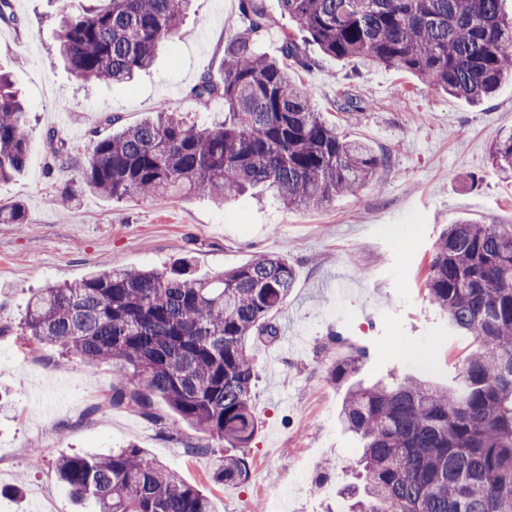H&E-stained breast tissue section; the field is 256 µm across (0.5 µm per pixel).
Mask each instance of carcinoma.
Wrapping results in <instances>:
<instances>
[{
    "instance_id": "1",
    "label": "carcinoma",
    "mask_w": 512,
    "mask_h": 512,
    "mask_svg": "<svg viewBox=\"0 0 512 512\" xmlns=\"http://www.w3.org/2000/svg\"><path fill=\"white\" fill-rule=\"evenodd\" d=\"M57 3L58 51L84 82H126L150 67L178 33L189 0ZM503 0H279L281 14L322 52L408 72L448 95L481 101L512 78V15ZM244 29L224 51L223 75L202 74L190 93L224 101V123H188L158 103L155 116L97 139L78 170L111 199L203 194L223 204L267 187L286 208L322 207L355 195L383 159L347 140L293 75L307 69L296 38L281 57L257 48L271 25L264 0H241ZM26 110L0 72V180L26 167ZM495 170L512 177V132L491 147ZM0 222L23 224L19 204ZM288 259L260 254L213 279L183 262L170 271L100 264L76 284L31 296L24 344H60L87 365H112L108 403L174 435L185 423L214 455L215 482L246 479V448L258 431L255 380L245 341L277 335L273 313L294 286ZM424 289L450 326L480 342L446 388L415 377L388 386L351 385L340 422L360 438L359 484L344 489L348 512H512V225L451 224L434 247ZM351 355L332 370H358ZM163 400L174 418L153 412ZM62 484L96 512H214L210 498L139 448L56 460Z\"/></svg>"
}]
</instances>
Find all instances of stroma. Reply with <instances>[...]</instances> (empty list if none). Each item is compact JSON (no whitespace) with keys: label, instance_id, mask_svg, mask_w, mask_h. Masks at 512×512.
Listing matches in <instances>:
<instances>
[{"label":"stroma","instance_id":"35a3bbf8","mask_svg":"<svg viewBox=\"0 0 512 512\" xmlns=\"http://www.w3.org/2000/svg\"><path fill=\"white\" fill-rule=\"evenodd\" d=\"M17 21L0 22V67L11 71L31 115L24 172L0 182V204L22 201L23 225L0 224V512H29L54 498L59 512H91L62 486L54 463L143 448L198 486L215 512H260L306 469L295 512H346L360 443L339 422L347 383L336 361L363 348L356 381L387 384L425 373L444 385L472 338L448 331L423 282L447 225L512 224V182L500 179L490 147L512 130V81L480 102L446 95L411 74L336 59L303 42L312 65L296 69L317 111L338 133L383 155L374 185L314 209H287L271 195L244 193L217 206L209 197L112 200L80 184L76 163L111 133L107 118L139 123L161 100L190 121L219 124L224 103L190 94L203 73L219 76L224 50L243 29L240 0H192L178 34L152 67L123 84L77 80L56 52L53 0H10ZM74 165L49 170L52 142ZM279 253L295 285L274 316L275 338L248 341L256 370L252 406L259 431L245 482L218 484L215 459L189 455L202 434L182 426L171 439L147 418L106 405L108 364L87 365L58 347H24L20 323L33 290L81 281L100 262L164 270L190 259L211 278ZM341 333L344 344L332 341ZM40 448L39 465L24 451Z\"/></svg>","mask_w":512,"mask_h":512}]
</instances>
